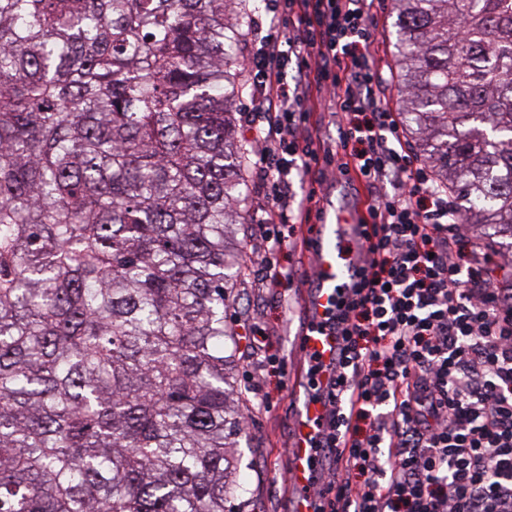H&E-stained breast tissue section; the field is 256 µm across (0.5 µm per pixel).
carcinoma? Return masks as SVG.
Listing matches in <instances>:
<instances>
[{
	"label": "carcinoma",
	"mask_w": 512,
	"mask_h": 512,
	"mask_svg": "<svg viewBox=\"0 0 512 512\" xmlns=\"http://www.w3.org/2000/svg\"><path fill=\"white\" fill-rule=\"evenodd\" d=\"M403 126L512 238V0H393ZM249 0H0V512H233Z\"/></svg>",
	"instance_id": "1"
}]
</instances>
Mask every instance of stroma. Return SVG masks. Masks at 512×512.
<instances>
[{
	"label": "stroma",
	"instance_id": "35a3bbf8",
	"mask_svg": "<svg viewBox=\"0 0 512 512\" xmlns=\"http://www.w3.org/2000/svg\"><path fill=\"white\" fill-rule=\"evenodd\" d=\"M394 21L392 7L374 8L371 28L378 52L373 63L383 72L384 96L391 105L397 99ZM318 226V219H311L304 227L302 241L278 255L277 260L288 268L290 279L259 293L236 288L229 311L234 322L256 317L268 335L264 359L250 357L242 347L236 350L238 377L253 374L260 394L269 397L271 403L270 408L252 414L240 440L242 463L233 502L243 512H289L290 493L283 475L297 411V403L290 395V381L299 339L308 319L307 300L299 283L310 270V250L304 241L316 237Z\"/></svg>",
	"mask_w": 512,
	"mask_h": 512
}]
</instances>
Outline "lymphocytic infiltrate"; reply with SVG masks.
Returning a JSON list of instances; mask_svg holds the SVG:
<instances>
[{
	"mask_svg": "<svg viewBox=\"0 0 512 512\" xmlns=\"http://www.w3.org/2000/svg\"><path fill=\"white\" fill-rule=\"evenodd\" d=\"M375 0H279L249 28L243 110L253 202L246 265L285 273L283 227L319 204L312 172L354 174L371 193L356 242L361 281L328 309L338 376L312 381L328 409L315 512H512V282L466 236L455 201L403 148L369 66ZM341 114L325 150L304 130L310 90Z\"/></svg>",
	"mask_w": 512,
	"mask_h": 512,
	"instance_id": "obj_1",
	"label": "lymphocytic infiltrate"
}]
</instances>
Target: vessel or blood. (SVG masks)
Returning <instances> with one entry per match:
<instances>
[{
	"instance_id": "1",
	"label": "vessel or blood",
	"mask_w": 512,
	"mask_h": 512,
	"mask_svg": "<svg viewBox=\"0 0 512 512\" xmlns=\"http://www.w3.org/2000/svg\"><path fill=\"white\" fill-rule=\"evenodd\" d=\"M359 216L355 213L340 212L326 224L325 231L312 252V270L318 286L311 291L310 307L315 318L313 325L306 329L301 341L299 362L317 358L324 369L320 374L322 382H329L334 376V365L341 346L340 337L334 336L321 320L324 312L349 288L356 279L357 267L350 255L340 246L344 233H359ZM326 420V408L322 402L305 400L294 424V435L288 448V483L297 489L292 512H313V481L315 466V444L319 440Z\"/></svg>"
}]
</instances>
